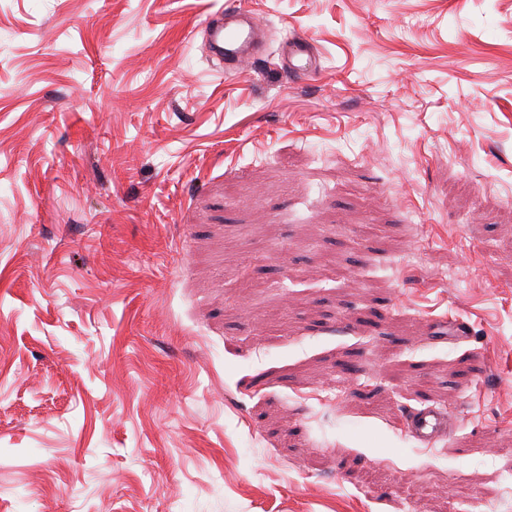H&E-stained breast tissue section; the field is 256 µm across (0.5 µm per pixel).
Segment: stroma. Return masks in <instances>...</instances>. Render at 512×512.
Segmentation results:
<instances>
[{
	"instance_id": "stroma-1",
	"label": "stroma",
	"mask_w": 512,
	"mask_h": 512,
	"mask_svg": "<svg viewBox=\"0 0 512 512\" xmlns=\"http://www.w3.org/2000/svg\"><path fill=\"white\" fill-rule=\"evenodd\" d=\"M0 512H512V0H0ZM210 52L224 74L234 73L260 59L266 47V27L255 16L236 8L210 13L203 27ZM279 57L285 72L297 79L309 77L318 61L306 36H292L279 48ZM451 426L447 407L433 401L425 402L404 418L406 433L427 447L446 437Z\"/></svg>"
}]
</instances>
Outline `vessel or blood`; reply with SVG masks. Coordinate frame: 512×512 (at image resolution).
I'll use <instances>...</instances> for the list:
<instances>
[{
	"label": "vessel or blood",
	"instance_id": "obj_1",
	"mask_svg": "<svg viewBox=\"0 0 512 512\" xmlns=\"http://www.w3.org/2000/svg\"><path fill=\"white\" fill-rule=\"evenodd\" d=\"M203 29L207 34L210 52L224 73H234L260 59L266 47V27L255 16L234 8L210 13ZM285 72L297 79L314 73L318 61L311 42L304 36H293L279 48ZM452 425L445 405L428 401L411 411L404 419L407 434L424 446H431L446 437Z\"/></svg>",
	"mask_w": 512,
	"mask_h": 512
}]
</instances>
